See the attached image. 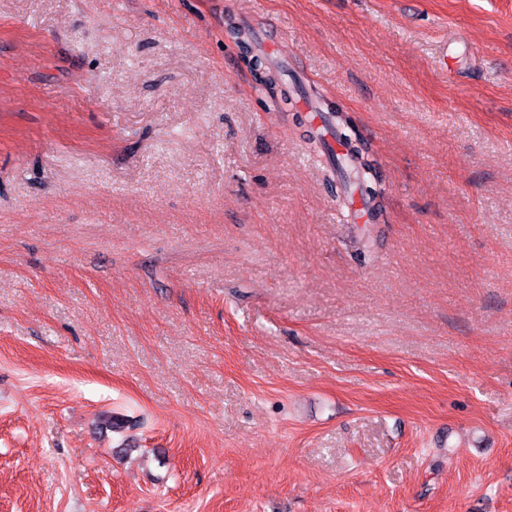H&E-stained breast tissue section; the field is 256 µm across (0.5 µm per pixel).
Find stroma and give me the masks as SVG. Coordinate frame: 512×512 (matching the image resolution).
<instances>
[{
    "mask_svg": "<svg viewBox=\"0 0 512 512\" xmlns=\"http://www.w3.org/2000/svg\"><path fill=\"white\" fill-rule=\"evenodd\" d=\"M0 512H512V0H0Z\"/></svg>",
    "mask_w": 512,
    "mask_h": 512,
    "instance_id": "obj_1",
    "label": "stroma"
}]
</instances>
